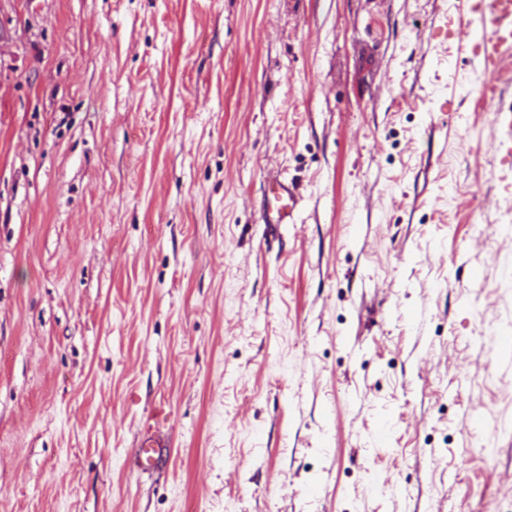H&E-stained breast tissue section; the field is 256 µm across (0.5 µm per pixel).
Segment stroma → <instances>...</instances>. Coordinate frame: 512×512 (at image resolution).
<instances>
[{
  "label": "stroma",
  "mask_w": 512,
  "mask_h": 512,
  "mask_svg": "<svg viewBox=\"0 0 512 512\" xmlns=\"http://www.w3.org/2000/svg\"><path fill=\"white\" fill-rule=\"evenodd\" d=\"M458 14L0 0V512H512V57ZM266 181L272 195H266L260 205L259 219L263 224H292L298 209L299 197L293 183L280 174L269 172ZM164 411L156 409L144 422L139 448L128 459V466L142 473L158 470L163 463L166 441L159 435Z\"/></svg>",
  "instance_id": "35a3bbf8"
}]
</instances>
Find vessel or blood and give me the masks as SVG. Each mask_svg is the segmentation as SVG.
Returning <instances> with one entry per match:
<instances>
[{"label":"vessel or blood","instance_id":"vessel-or-blood-1","mask_svg":"<svg viewBox=\"0 0 512 512\" xmlns=\"http://www.w3.org/2000/svg\"><path fill=\"white\" fill-rule=\"evenodd\" d=\"M467 25L483 30L484 37L472 52L483 65L494 64L502 56L512 55V0H460ZM272 193L260 205L259 219L265 224H291L295 221L299 197L293 184L280 174H268ZM162 410H155L144 422L143 433L128 466L142 473L158 470L164 459L166 442L159 434Z\"/></svg>","mask_w":512,"mask_h":512}]
</instances>
